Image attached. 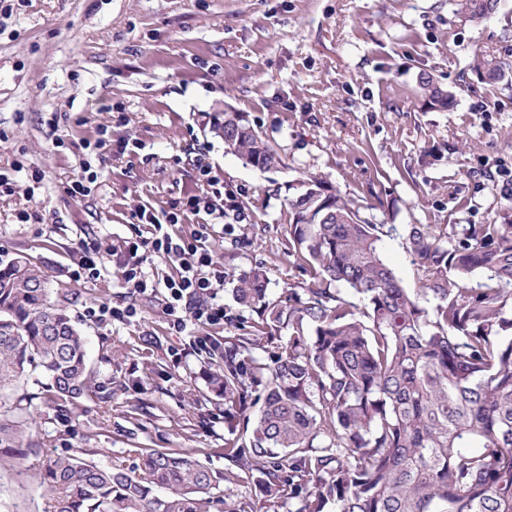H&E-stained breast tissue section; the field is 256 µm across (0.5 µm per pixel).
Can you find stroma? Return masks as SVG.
<instances>
[{
    "label": "stroma",
    "mask_w": 512,
    "mask_h": 512,
    "mask_svg": "<svg viewBox=\"0 0 512 512\" xmlns=\"http://www.w3.org/2000/svg\"><path fill=\"white\" fill-rule=\"evenodd\" d=\"M0 14V170L17 188L0 195V259L28 256L47 275L87 342L95 389L65 411L47 408L29 378L6 398L33 425L21 447L0 448V512H45L40 473L73 454L141 474L148 448H184L216 476L211 512L230 500L278 512L250 481L227 482L224 399L209 376L218 360L194 335L170 331L161 294L120 287L113 267L98 280L72 275L82 241L130 236L133 211L163 212L197 194L189 155L246 192L251 246L237 271L264 263L274 290L297 282L282 214L306 175L374 205L387 224H491L512 199L486 174L512 163V0L479 23L448 0H10ZM504 76L474 72L475 57ZM456 95L423 106L421 77ZM486 111H478V104ZM245 113L284 158L262 172L227 151L206 126L224 109ZM58 118L64 147L46 122ZM108 127V151L90 195L67 192L83 140ZM134 140L138 152L117 143ZM24 171L14 172L16 163ZM43 171L28 196L26 168ZM42 224H21L20 211ZM134 307L107 322L99 306Z\"/></svg>",
    "instance_id": "1"
}]
</instances>
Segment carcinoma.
I'll return each instance as SVG.
<instances>
[{"label":"carcinoma","instance_id":"1","mask_svg":"<svg viewBox=\"0 0 512 512\" xmlns=\"http://www.w3.org/2000/svg\"><path fill=\"white\" fill-rule=\"evenodd\" d=\"M479 22L498 0H451ZM490 81L501 62L477 57ZM433 109L454 95L431 77ZM210 132L246 165L282 155L243 112ZM371 207L315 175L288 200V265L301 280L278 294L261 263L238 277L250 331L224 314V455L286 512H512V219L500 224H378ZM402 235L418 284L386 257ZM232 247L249 243L226 225ZM261 349L260 359L254 350ZM37 374L45 403L73 405L92 389L85 340L29 258L0 260V392ZM27 409L0 414V447L17 448ZM47 512H209L213 474L180 449H148L141 475L80 455L47 461Z\"/></svg>","mask_w":512,"mask_h":512}]
</instances>
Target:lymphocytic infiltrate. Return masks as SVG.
<instances>
[{
	"instance_id": "lymphocytic-infiltrate-1",
	"label": "lymphocytic infiltrate",
	"mask_w": 512,
	"mask_h": 512,
	"mask_svg": "<svg viewBox=\"0 0 512 512\" xmlns=\"http://www.w3.org/2000/svg\"><path fill=\"white\" fill-rule=\"evenodd\" d=\"M109 145V133L104 127L99 128L95 141H83L86 156L81 163L80 176L68 189L70 195L91 193ZM191 163L198 181L207 187L205 193L172 202L160 217L147 208L138 210L134 214L131 237L123 239L108 255L95 245L83 247L77 263L78 275L88 278L100 277L106 264L114 263L123 287L138 293L163 288L168 325L178 333L185 332L191 325L199 328L223 325L224 305L218 302L217 295L224 284V268L214 262L206 242L214 221L223 219L224 215H231L236 224L246 219L239 191L216 179L203 155H195ZM189 214L197 216L199 224L196 233L187 238L177 227ZM147 248L173 267V275L159 282L149 274L143 255Z\"/></svg>"
}]
</instances>
